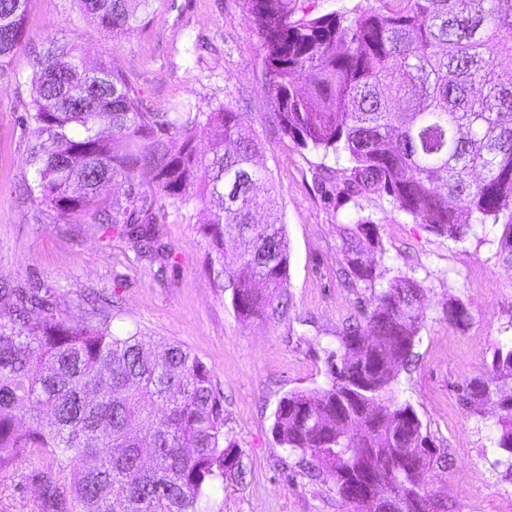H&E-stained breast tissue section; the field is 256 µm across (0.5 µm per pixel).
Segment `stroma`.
<instances>
[{
  "mask_svg": "<svg viewBox=\"0 0 512 512\" xmlns=\"http://www.w3.org/2000/svg\"><path fill=\"white\" fill-rule=\"evenodd\" d=\"M132 31H103L74 0H29L26 34L0 66V286L51 296L58 318L79 322L87 298L111 300L112 331H140L161 345L177 342L211 373L224 404V435L241 451L237 472L212 491L208 512H349L332 483L312 477L272 432L280 398L325 387L322 347L371 309V291L340 275L337 225L356 211L372 215L391 275L418 281L422 327L400 375L409 401L447 460L425 475L446 512H512V479L482 454L498 410L475 414L462 399L466 384L512 340V262L500 248L504 227L487 224L457 241L431 233L387 200L343 194L346 159L296 150L272 123L274 102L263 89L257 38L242 0H149ZM83 44L88 66L122 70L151 112L191 105L209 112L227 104L247 113L264 145L258 163L279 194L290 246L280 313L242 321L218 278L216 255L201 226V206L157 207L163 261L138 257L117 227L90 215L74 219L34 205L26 157L30 138L20 117L31 101L30 78L47 45ZM458 298L471 319L448 323L443 308ZM20 457L0 482V512H39L35 486L22 476L41 466Z\"/></svg>",
  "mask_w": 512,
  "mask_h": 512,
  "instance_id": "obj_1",
  "label": "stroma"
}]
</instances>
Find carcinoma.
I'll return each instance as SVG.
<instances>
[{"label":"carcinoma","instance_id":"carcinoma-1","mask_svg":"<svg viewBox=\"0 0 512 512\" xmlns=\"http://www.w3.org/2000/svg\"><path fill=\"white\" fill-rule=\"evenodd\" d=\"M106 31L131 30L147 0H76ZM258 38L273 122L297 149L350 163L349 196L387 197L439 236L461 240L476 226L505 224L512 253V5L503 0H374L313 16L303 0H242ZM27 0H0V63L24 37ZM22 124L34 140L28 165L34 201L63 217L91 214L121 226L141 254L163 255L156 199L209 212L202 232L243 320L275 309L288 281L286 224L257 184L263 149L247 113L222 105L146 112L125 74L88 67L82 50L39 58ZM215 138L208 153L197 141ZM124 179L121 197L107 187ZM261 212L264 218L254 220ZM345 274L372 289L364 321L322 348L326 386L284 394L274 412L277 443L331 481L353 504V475L367 491L395 486L394 512L436 498L423 470L445 458L413 405L396 395L419 335L422 286L385 279L378 224L356 213L336 225ZM240 250L224 252L226 240ZM14 295L0 306V473L26 453L48 457L23 481L40 512H204L217 478L239 466L225 443L224 405L207 366L179 343L139 331L112 334V315L92 307L81 324L55 317L48 296ZM449 322L470 313L453 299ZM474 413L500 415L489 453L512 475V346L464 388ZM163 412L157 416L155 411Z\"/></svg>","mask_w":512,"mask_h":512}]
</instances>
